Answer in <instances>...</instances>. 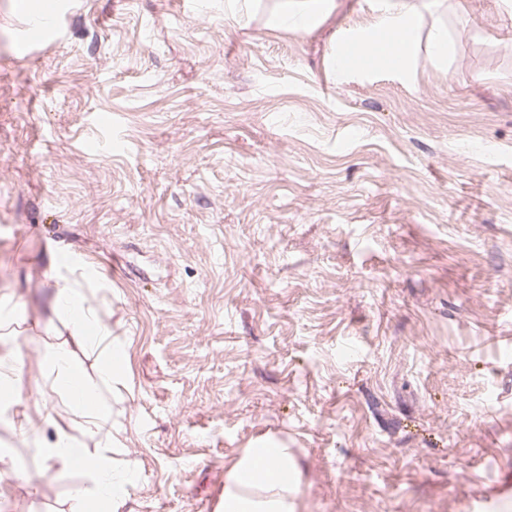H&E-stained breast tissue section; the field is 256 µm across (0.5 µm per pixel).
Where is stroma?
Returning a JSON list of instances; mask_svg holds the SVG:
<instances>
[{"label": "stroma", "mask_w": 512, "mask_h": 512, "mask_svg": "<svg viewBox=\"0 0 512 512\" xmlns=\"http://www.w3.org/2000/svg\"><path fill=\"white\" fill-rule=\"evenodd\" d=\"M312 33L250 0H59L33 51L0 0V295L24 394L50 259L89 264L125 353L103 391L125 512H217L245 449L291 448L297 512H512V14L440 0L441 57L337 74L376 0ZM0 512L82 473L0 425Z\"/></svg>", "instance_id": "1"}]
</instances>
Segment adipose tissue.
Segmentation results:
<instances>
[{"instance_id":"ef3b65f1","label":"adipose tissue","mask_w":512,"mask_h":512,"mask_svg":"<svg viewBox=\"0 0 512 512\" xmlns=\"http://www.w3.org/2000/svg\"><path fill=\"white\" fill-rule=\"evenodd\" d=\"M334 0H275L266 23L273 29L308 31L317 16L332 7ZM375 31L384 40H360L358 52L371 62L407 71L419 36L436 54L448 51V32L439 24L422 28L421 20L433 0H379ZM51 313L62 320L66 339L48 343L41 362L53 376L54 388L66 401V410L42 406L29 411L23 406L24 355L20 342L0 347V391L12 401L9 415L13 431L32 442L44 461L83 471L88 486L75 490L71 512H90L95 501L106 500L108 512H124L127 488L135 479L129 464L112 456L121 447L110 425L111 414L103 407L98 386L89 381L78 351H92L100 359L102 380L118 382L124 352L112 338L98 307L88 299L82 285L89 278L81 258L63 253L61 263L52 265ZM297 466L289 448L277 444L246 449L230 469L219 497V512H295Z\"/></svg>"}]
</instances>
